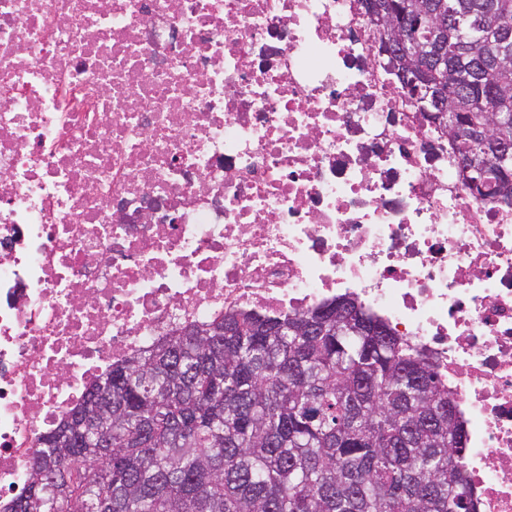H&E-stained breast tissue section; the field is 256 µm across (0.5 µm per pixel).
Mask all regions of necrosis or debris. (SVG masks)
<instances>
[{
	"label": "necrosis or debris",
	"mask_w": 512,
	"mask_h": 512,
	"mask_svg": "<svg viewBox=\"0 0 512 512\" xmlns=\"http://www.w3.org/2000/svg\"><path fill=\"white\" fill-rule=\"evenodd\" d=\"M361 0H0V503L113 363L342 296L434 365L512 512V209Z\"/></svg>",
	"instance_id": "necrosis-or-debris-1"
}]
</instances>
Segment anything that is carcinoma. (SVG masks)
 Segmentation results:
<instances>
[{
  "mask_svg": "<svg viewBox=\"0 0 512 512\" xmlns=\"http://www.w3.org/2000/svg\"><path fill=\"white\" fill-rule=\"evenodd\" d=\"M456 5L423 78L454 95L447 123L471 130L488 105L512 111V59L498 55L512 0L479 45L476 0ZM506 172L481 197L512 206ZM349 305L360 336L326 316ZM208 332L196 335L198 328ZM190 326L103 374L70 427L41 439L29 484L0 512H478L463 477L465 429L432 364L353 300L279 317L229 314Z\"/></svg>",
  "mask_w": 512,
  "mask_h": 512,
  "instance_id": "carcinoma-1",
  "label": "carcinoma"
}]
</instances>
